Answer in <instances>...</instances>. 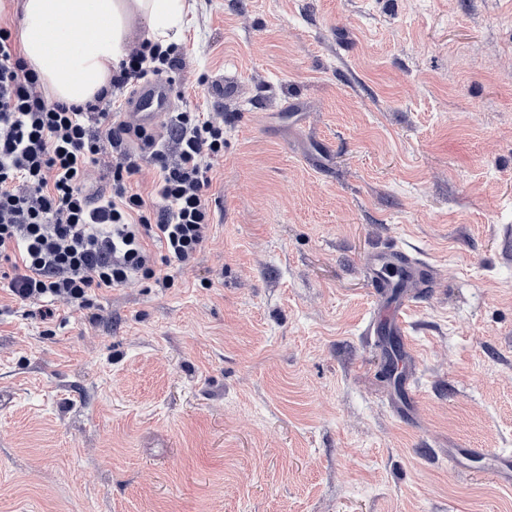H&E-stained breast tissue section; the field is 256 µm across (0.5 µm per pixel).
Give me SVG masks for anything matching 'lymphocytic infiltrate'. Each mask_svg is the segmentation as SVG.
Here are the masks:
<instances>
[{
    "mask_svg": "<svg viewBox=\"0 0 512 512\" xmlns=\"http://www.w3.org/2000/svg\"><path fill=\"white\" fill-rule=\"evenodd\" d=\"M180 63L175 47L146 41L93 100L51 102L10 31L0 28V287L22 301L62 297L89 309L93 289L134 275L166 288L171 281L160 266L195 259L211 223L207 160L224 150L223 126L204 113H173L167 144L150 154L161 208L133 192L130 179L141 165L126 153L110 172L108 193H87L82 184L87 167L124 135L152 142L112 117L127 86L173 74ZM149 238L161 256L147 251Z\"/></svg>",
    "mask_w": 512,
    "mask_h": 512,
    "instance_id": "obj_1",
    "label": "lymphocytic infiltrate"
}]
</instances>
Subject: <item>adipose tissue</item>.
<instances>
[{
  "instance_id": "1",
  "label": "adipose tissue",
  "mask_w": 512,
  "mask_h": 512,
  "mask_svg": "<svg viewBox=\"0 0 512 512\" xmlns=\"http://www.w3.org/2000/svg\"><path fill=\"white\" fill-rule=\"evenodd\" d=\"M21 54L54 100L81 104L109 87L134 27L166 45L182 34L186 0H21Z\"/></svg>"
}]
</instances>
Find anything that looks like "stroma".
I'll return each mask as SVG.
<instances>
[{
	"label": "stroma",
	"mask_w": 512,
	"mask_h": 512,
	"mask_svg": "<svg viewBox=\"0 0 512 512\" xmlns=\"http://www.w3.org/2000/svg\"><path fill=\"white\" fill-rule=\"evenodd\" d=\"M224 126L167 288L0 290V512H512V0H194ZM413 289L397 379L363 265ZM370 279L376 288H395L394 278L403 273V279H414L421 288H432L431 268L417 265L405 252L385 248L374 253L368 262Z\"/></svg>",
	"instance_id": "obj_1"
}]
</instances>
